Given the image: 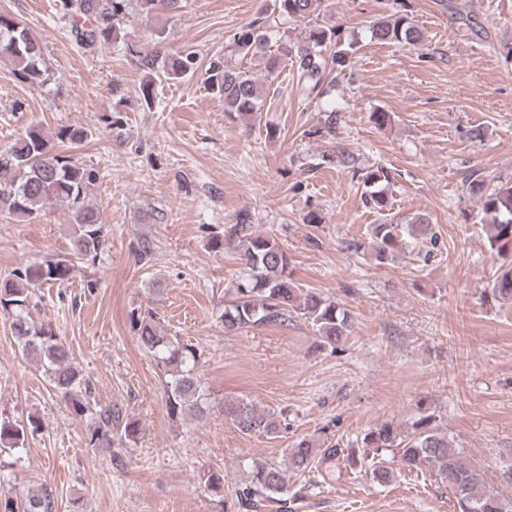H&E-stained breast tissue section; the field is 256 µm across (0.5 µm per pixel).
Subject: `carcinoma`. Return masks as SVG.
Returning <instances> with one entry per match:
<instances>
[{
	"mask_svg": "<svg viewBox=\"0 0 512 512\" xmlns=\"http://www.w3.org/2000/svg\"><path fill=\"white\" fill-rule=\"evenodd\" d=\"M169 10L179 8V0H59L63 17L69 20L70 34L82 48H109L121 39L122 26L128 17V5L136 3L139 13L155 14L159 2ZM324 0H278L281 13L291 18L306 19L320 15ZM371 36L382 44L419 46L421 30L407 14L396 12L369 24ZM168 30L159 25L153 30V44L138 47L126 44L132 62L143 74L140 96L151 103L158 81H179L198 68L197 53L185 48L163 55ZM270 28L250 24L233 35V52L241 59L262 61L266 78L276 79L281 68L291 66L302 94L322 105L320 125L309 134L331 138L341 121L340 107L331 99L336 87L332 74H342L350 67L357 52L353 43L342 40L334 27H313L303 35L271 51ZM11 61L18 79L33 88H41L54 79L42 55L38 40L30 29L14 17L0 13V59ZM207 89L224 102V112L244 123L261 119L263 99L252 71L230 67L224 59H210L205 69ZM88 137L83 127H64L49 138L39 126L30 125L16 138L0 145V213L22 220L36 217L41 211L60 201L75 214L71 253L63 259L42 262H22L0 279V315L11 318V330L22 353L37 360L57 396L78 416H90L92 428L87 433V445L106 448L111 456L121 458L131 451V444L140 431L139 422L125 414L122 408L101 404L89 379L73 362L70 348L35 321L31 300L39 288L61 286L72 272L73 263L94 262L104 251L108 232L99 213L86 203L97 172L78 165L72 158L58 152L56 143L80 144ZM367 188V203L378 211L388 207V199L377 189L391 180L382 167L361 175ZM469 193L479 199L482 211L490 218L485 225L489 247L502 258H512V186H495L483 176L470 172L465 176ZM371 250L375 261L382 265L393 261L402 248L403 240L414 244L434 243L431 222L422 213L406 224L385 222L371 225ZM237 243L241 275L232 288V299L220 315L224 330L241 329L265 324H281L291 314H299L315 328L323 344L335 349L346 342L352 332L348 314L339 304L312 290H304L291 277L288 252L270 235L261 234L241 215L235 224L224 225V234L210 239L213 249L224 248V241ZM493 294L512 301V261L502 265L495 278ZM131 327L142 348L164 369L168 380L164 386L167 412L173 416L190 413L203 418L209 397L198 373L197 348L176 336H170L160 326L157 312L151 308L134 311ZM224 414L243 433L276 434L280 424L270 414H264L251 402L240 400L224 404ZM39 422L28 424L0 418V453L24 450L27 431H36ZM395 449L388 460L383 452ZM356 464H369L373 479L382 484L394 474L393 466L403 471L434 468L441 482L452 494L456 512H508V504L487 481L483 470L472 464L464 453L452 446L448 436L431 423L428 416L414 423V430L403 435L390 423L366 433L362 447L323 448L312 439L302 438L288 449L282 467L276 464L252 465V478L235 490L233 507L237 512L258 507L259 498L281 502L287 494V473L305 472L312 468L341 465V455ZM204 487L215 496L218 512H230L224 499V473L210 472ZM4 512H55L52 491L17 494L0 500Z\"/></svg>",
	"mask_w": 512,
	"mask_h": 512,
	"instance_id": "cac0c4a2",
	"label": "carcinoma"
}]
</instances>
